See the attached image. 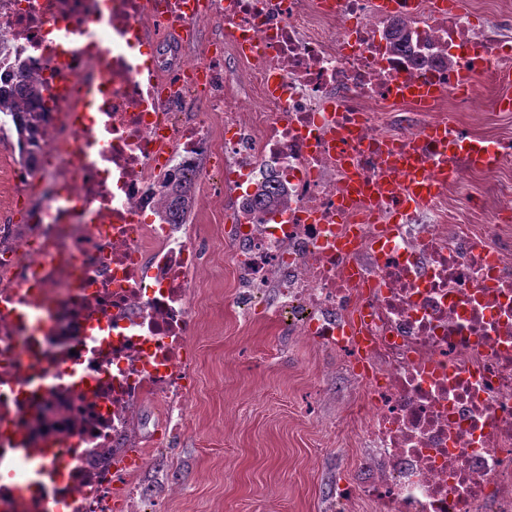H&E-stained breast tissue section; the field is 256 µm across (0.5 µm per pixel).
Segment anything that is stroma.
<instances>
[{
  "mask_svg": "<svg viewBox=\"0 0 512 512\" xmlns=\"http://www.w3.org/2000/svg\"><path fill=\"white\" fill-rule=\"evenodd\" d=\"M441 110L475 132L512 135V119L481 103ZM16 142L0 138V214L25 224L40 190L11 191L5 173L19 165ZM186 227L209 243L193 288L198 385L186 434L160 449L164 465L139 477L148 490L144 512H370L338 498L361 480L370 453L345 427L359 413L360 391L346 358L233 312L225 303L233 278L224 265L223 214L196 200Z\"/></svg>",
  "mask_w": 512,
  "mask_h": 512,
  "instance_id": "35a3bbf8",
  "label": "stroma"
}]
</instances>
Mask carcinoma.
<instances>
[{
    "instance_id": "carcinoma-1",
    "label": "carcinoma",
    "mask_w": 512,
    "mask_h": 512,
    "mask_svg": "<svg viewBox=\"0 0 512 512\" xmlns=\"http://www.w3.org/2000/svg\"><path fill=\"white\" fill-rule=\"evenodd\" d=\"M26 64H14L13 74L19 80H0V110L10 109L15 133L20 148L22 164L30 169L37 168V148L41 137L42 124L47 114L44 88L40 81L23 76ZM200 168L175 175L167 173L159 177L157 191L166 199L167 205L160 212V221L167 224H184L194 205V187ZM288 194L286 186L274 179L266 180L259 188L253 203L272 212L278 202Z\"/></svg>"
}]
</instances>
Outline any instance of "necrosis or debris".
<instances>
[{
  "mask_svg": "<svg viewBox=\"0 0 512 512\" xmlns=\"http://www.w3.org/2000/svg\"><path fill=\"white\" fill-rule=\"evenodd\" d=\"M411 2L0 0V32L50 106L42 166L9 176L41 182L32 221L0 224L14 256L0 264V512H130L140 471L183 435L203 252L157 222L155 184L218 151L202 192L231 216V307L248 318L264 300L290 335L363 367L368 477L341 499L512 512V139L397 93L424 79L498 110L484 85L512 70V39L453 0ZM174 9L192 32L163 22ZM218 24L224 40L188 56ZM383 142L418 149L443 184L411 208L347 203L343 155L373 184ZM268 174L288 189L271 213L249 204ZM478 176L497 178L495 201L455 197Z\"/></svg>",
  "mask_w": 512,
  "mask_h": 512,
  "instance_id": "obj_1",
  "label": "necrosis or debris"
}]
</instances>
